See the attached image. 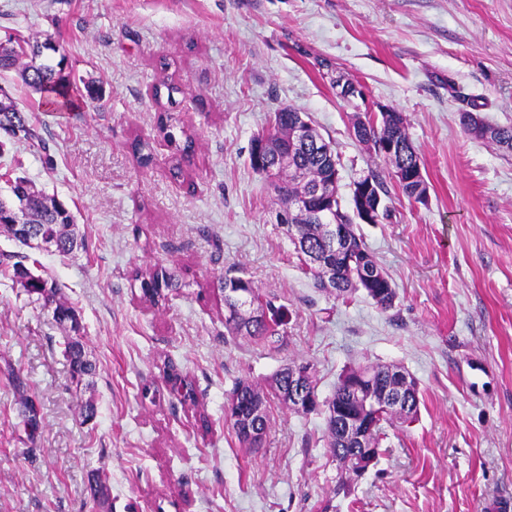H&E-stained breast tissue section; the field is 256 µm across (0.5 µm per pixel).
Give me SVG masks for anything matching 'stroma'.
I'll return each instance as SVG.
<instances>
[{"mask_svg":"<svg viewBox=\"0 0 512 512\" xmlns=\"http://www.w3.org/2000/svg\"><path fill=\"white\" fill-rule=\"evenodd\" d=\"M51 40L66 75L98 88L47 105L16 73L0 89L43 139L0 148L67 205L85 237L70 256L18 245L79 313L96 365L77 383L67 330L0 270V512H492L512 502V151L474 138L463 110L512 125V0H0V39ZM172 74L174 103L152 88ZM374 107L402 112L428 198L402 195L389 165L351 133L337 77ZM304 112L340 157V194L376 172L390 216L361 227L398 299L342 301L316 288L250 165L275 112ZM167 112L195 141L174 179ZM152 160L139 166L134 139ZM157 263L184 287L140 301L131 273ZM251 278L288 311L258 345L224 330L217 279ZM310 364L320 399L360 364H394L420 391L418 415L384 425L375 465L338 490L323 414L273 403L261 444L227 420L234 384L267 385ZM171 365L196 386L194 413L171 394ZM157 393L144 400L143 386ZM94 404L96 416L82 411ZM101 483L104 504L90 486Z\"/></svg>","mask_w":512,"mask_h":512,"instance_id":"stroma-1","label":"stroma"}]
</instances>
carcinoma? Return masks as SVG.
I'll list each match as a JSON object with an SVG mask.
<instances>
[{
    "mask_svg": "<svg viewBox=\"0 0 512 512\" xmlns=\"http://www.w3.org/2000/svg\"><path fill=\"white\" fill-rule=\"evenodd\" d=\"M50 48V43L32 44L22 40V44L14 47L0 45V72L15 70L25 85L36 91L48 87L64 97L70 89V83L62 75L63 62L51 65L42 61L43 50ZM167 93V101L174 99L179 92L173 78L166 77L153 87V97L161 100L162 93ZM301 112L285 106L274 116L272 130L267 136L269 153L273 154L287 145L288 131L299 120ZM465 131L482 127L488 131L489 138L500 148L512 151V126L490 127L483 119L466 112L461 117ZM355 139L365 145L376 156L391 165L396 182L402 193L409 198L419 199V182L409 180L404 168L403 158L387 157L379 152L378 144L384 139H395L407 145L411 152L416 149L406 132V120L400 112H381L375 115H355L352 125ZM22 131L25 139L43 143L37 129L32 126L26 116L17 109L12 98L3 93L0 95V133L7 137L16 136ZM183 147L172 166V175L185 178L189 172L185 164L191 161L194 152V141L186 131ZM288 167L291 173H269L259 167L254 170L265 179L273 181L274 190L288 202L292 196L301 191L312 193L311 211L296 216L288 225L287 233L295 250L302 256L306 272L314 279L315 287H324L326 272L323 268L312 264L311 258L325 254L331 250V239L325 227L339 225L345 229L347 246L335 253L332 287L336 297L344 298L357 291H363L381 310L388 311L395 306L397 292L389 276L383 271L374 256L367 249L363 237L356 232L354 213L343 208L339 193V179L335 178L334 163L327 160V155L317 152L313 147L296 148L288 155ZM25 210L33 233L24 241L28 245L33 241L40 242V248L54 250L58 253L70 254L83 247V240L78 238L74 218L71 211L62 203L44 196L30 187L24 193L14 188L10 193L0 192V214L9 213L15 206ZM0 266L12 273V277L20 282L24 290L53 305L52 315L61 326L67 325L76 315V309L56 299L57 284L35 275L23 262L0 260ZM133 280L139 283L141 299L157 306L168 299L169 292L182 286L176 275L166 266L156 263L142 270H134ZM218 292L228 309L224 328L235 336H247L256 344H264L278 334V328L285 321L283 308L274 305L253 281L240 276L224 277L219 280ZM64 352L69 355L73 376L81 381L93 374L94 365L84 352L80 340L69 338L65 342ZM164 373L171 383L172 391L186 406L194 407L197 392L194 381L187 375L172 371L164 365ZM292 367L287 366L275 374L270 390L265 392L251 381L245 379L236 383L228 406L230 424L238 439L244 443L258 442L265 434L268 426V406L272 399L287 405L297 413H306L294 402L288 384V374ZM382 366L365 365L348 370L339 380L336 393L331 400L321 404L319 411L324 413L327 424L328 448L332 456L340 464L341 481L339 488H345L351 475L357 473V446L346 440L341 434L340 422L343 416L338 414V406L347 398L348 379L360 373H375ZM403 402L409 403V414L399 416V410L390 408L374 420L367 441L379 447V433L384 423L395 420H409L417 415L419 397L417 389L403 391Z\"/></svg>",
    "mask_w": 512,
    "mask_h": 512,
    "instance_id": "carcinoma-1",
    "label": "carcinoma"
}]
</instances>
